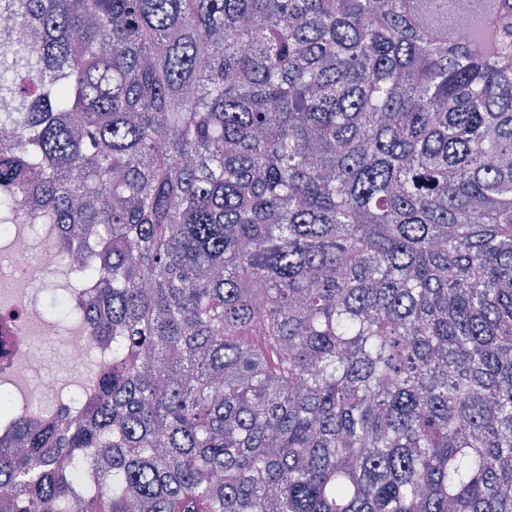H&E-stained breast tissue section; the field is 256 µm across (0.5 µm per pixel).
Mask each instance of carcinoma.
<instances>
[{"instance_id":"carcinoma-1","label":"carcinoma","mask_w":512,"mask_h":512,"mask_svg":"<svg viewBox=\"0 0 512 512\" xmlns=\"http://www.w3.org/2000/svg\"><path fill=\"white\" fill-rule=\"evenodd\" d=\"M0 21V225L112 345L0 512H512V0Z\"/></svg>"}]
</instances>
